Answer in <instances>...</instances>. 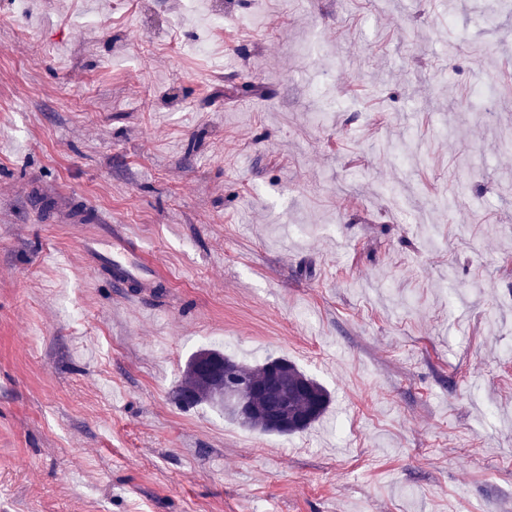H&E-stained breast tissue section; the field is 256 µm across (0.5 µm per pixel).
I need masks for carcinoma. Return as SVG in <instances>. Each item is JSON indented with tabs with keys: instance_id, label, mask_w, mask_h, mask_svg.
Here are the masks:
<instances>
[{
	"instance_id": "obj_1",
	"label": "carcinoma",
	"mask_w": 512,
	"mask_h": 512,
	"mask_svg": "<svg viewBox=\"0 0 512 512\" xmlns=\"http://www.w3.org/2000/svg\"><path fill=\"white\" fill-rule=\"evenodd\" d=\"M214 357L220 358L235 375L252 383L260 381L270 365L266 360L256 366H247L224 354L219 349H203L188 361L184 378L175 392V398L183 406L207 403L224 411V414L240 425L266 434L283 435L262 416L251 420L239 417L235 403L224 399V378L209 374L206 367ZM280 362L288 365V380L273 392L272 400L282 404L281 410L288 413V420L294 424V432H302L319 422L331 405V395L319 382L301 371L285 358Z\"/></svg>"
}]
</instances>
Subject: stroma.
Instances as JSON below:
<instances>
[{
	"label": "stroma",
	"mask_w": 512,
	"mask_h": 512,
	"mask_svg": "<svg viewBox=\"0 0 512 512\" xmlns=\"http://www.w3.org/2000/svg\"><path fill=\"white\" fill-rule=\"evenodd\" d=\"M215 7L0 0V512H512V14ZM63 197L170 287L86 268ZM218 338L325 417L179 406ZM214 357L220 358L235 375L252 383L260 381L270 365V360L256 366H247L219 349H203L194 354L188 361L184 378L175 392V398L183 406H195L201 403L219 408L224 415L229 416L240 425L258 430L266 434L289 435L302 432L319 422L327 413L331 405V395L319 382L301 371L297 366L280 358V363L288 365V381L281 383L284 372L279 364L271 365L270 384L278 385L269 399L260 398V402L272 400L280 402L281 410L288 413V421L294 424V432L286 434L271 426L262 416L251 420H243L239 417L235 402L224 399V376L209 374L206 367Z\"/></svg>",
	"instance_id": "stroma-1"
}]
</instances>
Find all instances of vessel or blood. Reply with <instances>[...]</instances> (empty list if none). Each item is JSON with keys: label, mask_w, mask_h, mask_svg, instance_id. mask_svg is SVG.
Here are the masks:
<instances>
[{"label": "vessel or blood", "mask_w": 512, "mask_h": 512, "mask_svg": "<svg viewBox=\"0 0 512 512\" xmlns=\"http://www.w3.org/2000/svg\"><path fill=\"white\" fill-rule=\"evenodd\" d=\"M63 220L96 226V233L82 238L80 254L91 269L110 272L115 287L130 288L136 296L148 298L166 286V275L130 226L115 223L104 212L71 206L64 207Z\"/></svg>", "instance_id": "obj_1"}]
</instances>
